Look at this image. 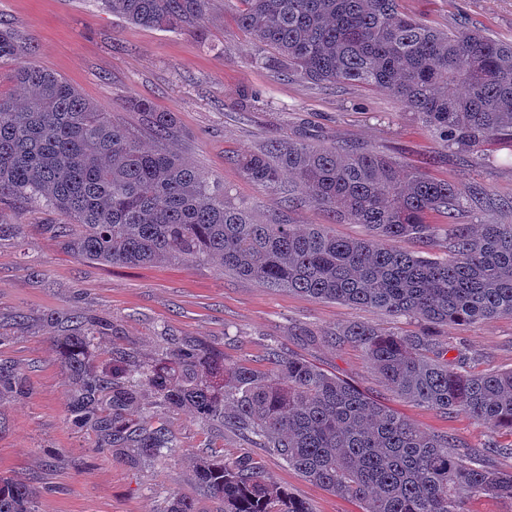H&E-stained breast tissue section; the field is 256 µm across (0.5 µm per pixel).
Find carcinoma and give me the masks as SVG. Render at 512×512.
<instances>
[{"mask_svg": "<svg viewBox=\"0 0 512 512\" xmlns=\"http://www.w3.org/2000/svg\"><path fill=\"white\" fill-rule=\"evenodd\" d=\"M238 2V26L272 46L288 73L317 85L383 87L448 147L512 139V43L464 19L435 29L398 0ZM208 4L102 0L112 15L158 29L193 28ZM34 51L31 37L0 21V66H16L26 90L19 99L0 95V206L33 200L65 215L79 232L72 238L56 224V237L78 256L125 267L213 261L267 288L430 324L512 317V224L454 225L443 260L397 246L408 237L435 246L428 215L451 220L471 200L456 184L369 148L275 139L234 159L243 176L277 195L289 175L304 196L288 202L315 204L368 234L338 238L326 224H291L277 209L257 220L224 184L166 148L171 113L133 103L155 130L156 146L145 148L65 78L28 62ZM96 334L92 324L56 339L75 389L71 424L96 426L104 445L133 464L171 455L164 415L187 408L362 512H465L476 496L512 502V470L482 464L480 451L456 437L427 431L278 347L264 371L228 363L198 340L147 361L116 348L112 367L97 371L88 361ZM333 336L360 348L403 399L512 432V369L470 374L447 358L448 343L369 323ZM196 478L224 512H312L248 453L201 459ZM0 512H36L35 492L0 477Z\"/></svg>", "mask_w": 512, "mask_h": 512, "instance_id": "carcinoma-1", "label": "carcinoma"}]
</instances>
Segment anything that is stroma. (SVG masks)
Instances as JSON below:
<instances>
[{
    "label": "stroma",
    "instance_id": "1",
    "mask_svg": "<svg viewBox=\"0 0 512 512\" xmlns=\"http://www.w3.org/2000/svg\"><path fill=\"white\" fill-rule=\"evenodd\" d=\"M400 4L442 29L454 28L464 13L473 28L512 41V0ZM237 7V0H210L193 32L126 22L98 0H0V18L32 35L33 63L66 78L144 145H154L153 128L132 99L172 113L176 127L168 148L221 180L256 218L272 202L242 175L234 157L304 133L317 145H363L462 189H478L479 203L460 212L458 223H512V163L500 141L468 152L447 148L384 89L316 85L290 75L275 50L239 28ZM0 220L23 227L22 234L0 236V366L23 373L28 386L23 396L0 393V476L29 484L37 512H165L176 494L196 498L198 512H221L222 503L201 495L195 461L247 452L312 512H361L358 503L186 409L166 417L178 445L174 456L133 465L99 447L96 429L68 421L70 388L54 342L76 316L117 324L122 343L144 358L161 353L174 335L212 345L225 361L263 370L276 344L427 430L477 448L512 444V433L399 398L359 348L327 338L354 322L403 334L430 331L447 340L450 357L463 359L467 372L484 374L512 369L510 317L429 328L377 309L273 291L210 262L128 268L87 261L54 237L52 225L66 223V216L28 201L5 206Z\"/></svg>",
    "mask_w": 512,
    "mask_h": 512
}]
</instances>
